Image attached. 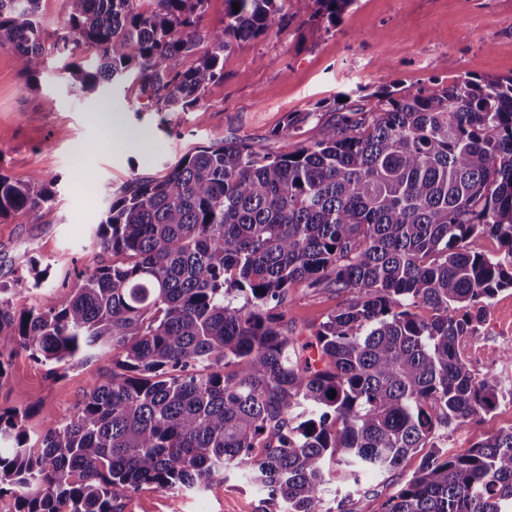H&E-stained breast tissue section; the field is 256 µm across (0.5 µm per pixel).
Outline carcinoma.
<instances>
[{
    "mask_svg": "<svg viewBox=\"0 0 512 512\" xmlns=\"http://www.w3.org/2000/svg\"><path fill=\"white\" fill-rule=\"evenodd\" d=\"M42 2L0 0V48L28 80L56 55L81 87L126 85L171 113L224 79L234 44L290 16L334 25L356 0H224L212 28L208 0H66L51 42ZM79 48L94 67L70 60ZM371 98L293 152L237 138L135 176L95 229L112 260L57 303L18 312L0 284V380L18 349L65 368L112 352L37 440L28 410H0V512H116L145 486L232 476L265 493L261 512H335L331 481L412 456L382 512H512V426L456 453L438 435L502 396L458 345L512 288V263L470 248L487 236L512 255V75L414 92L388 79ZM317 117L289 112L281 134ZM53 199L42 173L0 172V219H40ZM301 281L351 294L303 339L284 323Z\"/></svg>",
    "mask_w": 512,
    "mask_h": 512,
    "instance_id": "carcinoma-1",
    "label": "carcinoma"
}]
</instances>
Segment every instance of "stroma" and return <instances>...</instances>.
I'll use <instances>...</instances> for the list:
<instances>
[{"label": "stroma", "instance_id": "obj_1", "mask_svg": "<svg viewBox=\"0 0 512 512\" xmlns=\"http://www.w3.org/2000/svg\"><path fill=\"white\" fill-rule=\"evenodd\" d=\"M452 67H444V59ZM62 59H48L33 86H26L9 50L0 48V172L23 182L38 171L53 182L50 212L36 220L17 215L0 220V282L13 286L31 268L49 276L41 287L18 292L16 309L53 303L74 287L78 273L104 258L92 243L107 197L133 176L160 177L181 154L229 137H245L258 148L291 152L319 136L332 117L334 99L366 101L387 76L402 87L436 89L460 74H512V0H357L336 25L294 17L280 30L243 43L224 55V79L206 92L201 106L168 116L134 90L106 86L80 92ZM317 110L318 122L301 134L281 135L290 112ZM119 128L108 134L106 119ZM347 293L306 283L290 290L286 320L290 331L307 333L341 307ZM512 312V288L501 291L462 355L479 375L512 377L502 334ZM112 369L111 354L50 373L27 353L13 356L0 380V407L30 412L27 428L38 436L53 422L72 418L84 392ZM512 426V402L489 413L440 429V441L460 452ZM406 459L396 471L361 476L358 485L336 483L341 512H380L418 466ZM262 496L232 478L216 491L177 492L151 487L119 499L117 512H259Z\"/></svg>", "mask_w": 512, "mask_h": 512}]
</instances>
